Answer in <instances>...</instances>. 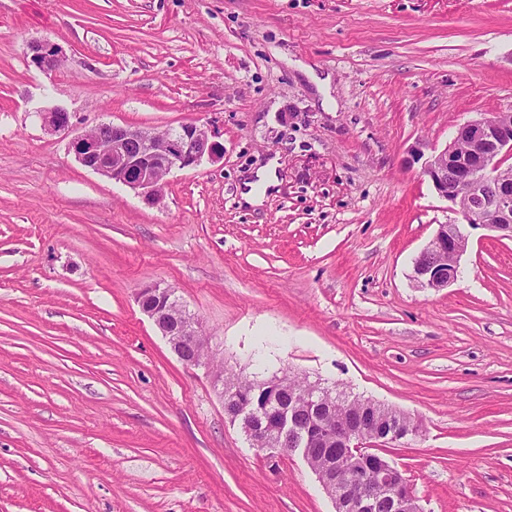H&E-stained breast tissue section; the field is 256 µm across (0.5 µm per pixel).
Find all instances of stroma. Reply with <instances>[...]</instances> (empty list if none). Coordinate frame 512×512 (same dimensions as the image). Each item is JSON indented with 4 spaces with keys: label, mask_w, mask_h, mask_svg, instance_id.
<instances>
[{
    "label": "stroma",
    "mask_w": 512,
    "mask_h": 512,
    "mask_svg": "<svg viewBox=\"0 0 512 512\" xmlns=\"http://www.w3.org/2000/svg\"><path fill=\"white\" fill-rule=\"evenodd\" d=\"M56 107L78 133L203 124L224 156L153 202L46 133ZM511 110L512 0H0V512H335L169 350L151 284L224 370L418 419L382 453L425 512H512V240L464 226L457 280L413 279L462 221L423 153ZM31 63L43 71H56L64 64L62 51L56 44L47 41H34L29 45ZM278 161L272 160L266 168L257 172V181L248 182L245 185L249 188L241 193V198L249 206H257L262 203L263 197L269 188L278 185L277 171Z\"/></svg>",
    "instance_id": "1"
}]
</instances>
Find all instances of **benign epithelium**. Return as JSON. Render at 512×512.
I'll use <instances>...</instances> for the list:
<instances>
[{
    "label": "benign epithelium",
    "instance_id": "7a95c632",
    "mask_svg": "<svg viewBox=\"0 0 512 512\" xmlns=\"http://www.w3.org/2000/svg\"><path fill=\"white\" fill-rule=\"evenodd\" d=\"M31 63L43 71H56L64 64L59 47L47 41L29 45ZM45 130L67 137L73 130L71 115L55 108L39 113ZM76 158L92 171L141 191L156 199L164 183L160 174L194 168L204 158L222 152L205 125H183L165 136L138 127L100 123L70 141ZM438 195L458 206L466 224L482 226L512 239V112H493L459 127L444 148H431L421 170ZM467 237L457 224H441L414 262V280L421 288L440 290L457 280L459 260ZM174 291L158 284L140 289L137 302L153 322L179 360L188 367H210L209 337L202 333L194 316L173 303ZM291 374L283 371L260 382V388L277 397L290 390ZM224 411L241 426L250 445L262 450L298 453L308 457L310 439L340 440L343 453L318 474L336 512H376L377 499H388L390 512H424L403 472L370 447V441L396 445L417 431L392 429L380 434L371 429H354L343 423L317 418L308 424L289 408L229 403ZM276 416L280 439L273 443L265 421ZM349 470L359 479L352 484L339 481L338 473Z\"/></svg>",
    "mask_w": 512,
    "mask_h": 512
}]
</instances>
